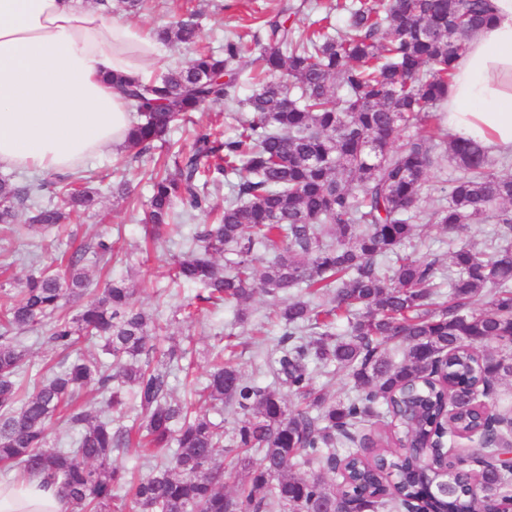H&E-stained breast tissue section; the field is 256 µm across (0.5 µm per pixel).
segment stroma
Here are the masks:
<instances>
[{"instance_id":"obj_1","label":"stroma","mask_w":512,"mask_h":512,"mask_svg":"<svg viewBox=\"0 0 512 512\" xmlns=\"http://www.w3.org/2000/svg\"><path fill=\"white\" fill-rule=\"evenodd\" d=\"M286 0H150L148 9L133 14L114 10L112 19L137 26L157 28L171 18L193 19L204 35V43L214 50H221L226 37L240 34L251 38L253 18L274 16ZM242 113L238 102L206 108L188 114L172 129L171 140L183 149H190L193 130L199 126H213L219 132L233 133L236 119ZM166 149L155 148L141 158L130 160L124 178L131 183L133 194L128 199L113 198L103 191L96 214H84L74 218L63 236L34 228L21 238L0 236V284L15 286L27 273L30 258L38 256L44 261L61 257L76 248L95 246L98 241H111L114 255L109 262L87 265L94 284H103L113 277H125L136 290V299L147 312L169 320V332L181 340L189 350L193 373L205 377L209 369L208 352L216 342L217 334L235 333L236 361L243 375L260 385H268L270 378L260 371L262 360L270 356L279 339L278 332H271L263 339L254 336L257 324L262 322L271 304L263 296H255L250 306L252 316L239 322L233 306L209 305L203 308L197 321L188 323L172 316L173 309L193 301L196 290L188 286L177 288L169 285L170 267L184 251L179 238H164L154 247H145V226L141 222L142 202L150 194L147 173L154 164L170 161ZM494 224H476L466 230L451 234L440 226H423L419 237L413 241L417 256L437 255L447 257L457 245L468 244L477 251L490 252ZM47 326L25 333L23 343L28 351L24 366V388L33 392L55 360V354L46 342Z\"/></svg>"}]
</instances>
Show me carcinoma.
<instances>
[{"instance_id": "cac0c4a2", "label": "carcinoma", "mask_w": 512, "mask_h": 512, "mask_svg": "<svg viewBox=\"0 0 512 512\" xmlns=\"http://www.w3.org/2000/svg\"><path fill=\"white\" fill-rule=\"evenodd\" d=\"M288 11L265 22L258 55L248 62L244 45L227 39L223 54L200 50L188 66L146 83L112 74L136 116L124 151L137 157L165 142L175 120L237 97L244 67H255L256 89L236 132L199 129L191 151L151 178L146 215L159 240L179 233L183 218L213 212L199 187L208 162L211 180L224 178L230 192L215 223L197 225L170 277L201 286L207 295L197 299L208 303L239 304L256 294L277 300L269 317L284 332L267 359L273 386L246 379L234 353L224 354L233 348L228 342L214 347L208 382L194 389L213 410L235 406L242 419L230 432L173 398L170 376L183 369L186 349L155 346L162 326L124 280L110 279L77 314L67 313L66 295L89 287L85 251L73 252L63 269L33 259L22 287L0 290V465L58 487L70 512H332L347 493L362 497L364 512H405L437 482L436 473L415 465L446 405L443 386L431 379L434 362L463 395L481 381L512 376V174L499 173L479 142L437 136L456 62L491 22L493 0H357L346 8L343 31L333 33L324 17L299 38ZM155 39L192 45L200 31L178 20L157 28ZM447 159L459 169L447 197L421 204L430 173ZM82 181L78 173L21 184L1 179L0 224L18 233L95 210L100 194ZM48 193L56 203H44ZM21 207L30 213L26 226L17 223ZM489 218L498 239L489 255L463 245L445 266L438 256L406 251L422 224L453 232ZM260 250L270 258L259 273ZM384 258L393 260L388 273ZM445 274L448 300L434 304ZM330 290L331 306L315 301ZM479 300L484 307L471 310ZM342 316L348 328L340 337ZM46 321L59 360L23 395L26 354L10 332ZM390 340L403 344L399 362L383 349ZM491 341L499 349H484ZM84 342L99 344V354L69 360ZM312 365L349 370L354 393L337 398L316 386ZM277 385L305 407H288ZM88 388L111 415L75 404ZM393 404L409 447L393 452L381 438L372 460L351 449L336 473L338 449L366 423L392 425ZM132 409L143 417L137 441L112 424ZM59 421L79 431L76 447L50 444ZM135 443L159 457L141 479L112 463L113 453ZM233 451L241 478L226 494L224 454ZM316 467L338 478L291 473ZM507 481L490 464L475 478L462 471L451 493L428 498L425 507L481 512Z\"/></svg>"}]
</instances>
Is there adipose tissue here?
Wrapping results in <instances>:
<instances>
[{
    "label": "adipose tissue",
    "mask_w": 512,
    "mask_h": 512,
    "mask_svg": "<svg viewBox=\"0 0 512 512\" xmlns=\"http://www.w3.org/2000/svg\"><path fill=\"white\" fill-rule=\"evenodd\" d=\"M470 40L444 106L448 127L489 154L512 155V0ZM151 31L75 0H0V167L73 172L125 145L131 124L106 79L146 81L156 62ZM57 488L0 482V512H67Z\"/></svg>",
    "instance_id": "adipose-tissue-1"
}]
</instances>
